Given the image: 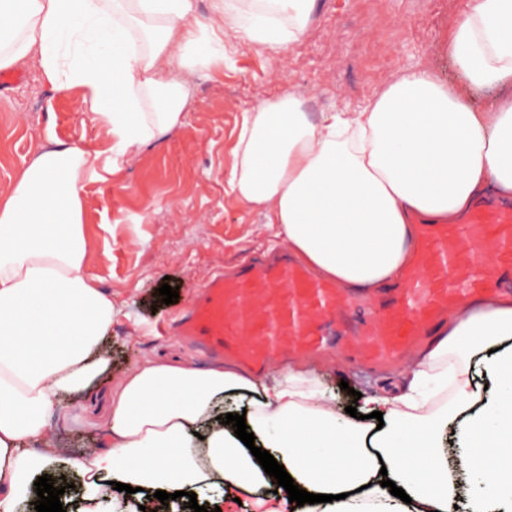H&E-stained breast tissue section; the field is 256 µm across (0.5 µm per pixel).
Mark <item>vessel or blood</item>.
Wrapping results in <instances>:
<instances>
[{
  "instance_id": "1",
  "label": "vessel or blood",
  "mask_w": 512,
  "mask_h": 512,
  "mask_svg": "<svg viewBox=\"0 0 512 512\" xmlns=\"http://www.w3.org/2000/svg\"><path fill=\"white\" fill-rule=\"evenodd\" d=\"M489 251L512 267L511 211L480 209L464 224L419 227L401 287L378 314L355 320L353 358L385 369L425 344L463 300L481 298L477 261ZM353 308L342 288L300 263L255 259L234 275L209 277L177 333L207 353L262 371L286 356L324 352L329 323L353 320Z\"/></svg>"
}]
</instances>
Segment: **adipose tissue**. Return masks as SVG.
Masks as SVG:
<instances>
[{"mask_svg": "<svg viewBox=\"0 0 512 512\" xmlns=\"http://www.w3.org/2000/svg\"><path fill=\"white\" fill-rule=\"evenodd\" d=\"M316 4L214 0L200 22L194 0H0V70L36 67L119 160L180 126L183 75L222 67L234 46L281 53L308 32ZM448 54L458 81L421 62L316 123L292 89L245 112L226 182L316 277L383 287L408 265L418 218L460 223L490 184L512 195V0H466L448 24ZM95 174L89 153L59 142L0 196V512L35 495L31 477L50 462L78 468L79 512L105 502L123 512L117 482L147 495L276 487L222 424L228 396L249 400L255 446L299 488L331 497L299 509L279 490L265 512H385L386 479L410 497L397 512H451L456 467L481 485L470 512H512V300L443 327L400 392L362 395L354 419L337 418L300 367L253 377L144 360L119 382L100 446L69 459L50 414L107 371L119 313L86 263L82 194ZM488 348L497 355L484 392L470 370ZM463 412L453 466L440 441Z\"/></svg>", "mask_w": 512, "mask_h": 512, "instance_id": "1", "label": "adipose tissue"}]
</instances>
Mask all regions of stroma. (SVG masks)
Wrapping results in <instances>:
<instances>
[{"instance_id": "1", "label": "stroma", "mask_w": 512, "mask_h": 512, "mask_svg": "<svg viewBox=\"0 0 512 512\" xmlns=\"http://www.w3.org/2000/svg\"><path fill=\"white\" fill-rule=\"evenodd\" d=\"M462 0H318L310 32L284 56L230 49L232 64L191 80L183 124L146 144L111 170L103 132L30 66L0 85V196L35 150L50 139L96 154L97 179L83 191L88 270L111 290L121 314L112 324L111 366L55 414L63 447H97L108 428L112 388L134 365L158 357L208 367L207 358L174 336L172 324L192 304L198 286L217 269L269 254L263 215L233 195L225 176L245 112L284 89L301 92L310 120L332 107L361 106L398 69L431 61L445 81L457 80L448 55V19ZM179 290L165 304L158 289ZM324 356L306 358L344 415L354 392L400 389L415 364L407 358L375 373L351 361V329L339 325ZM348 390H341V383Z\"/></svg>"}]
</instances>
